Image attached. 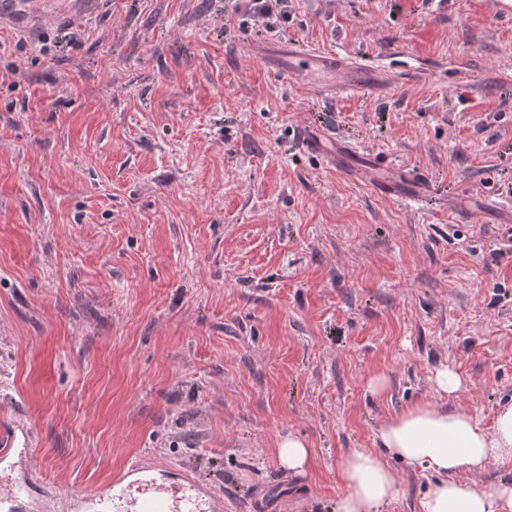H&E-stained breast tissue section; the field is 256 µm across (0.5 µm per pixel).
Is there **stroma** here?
I'll return each instance as SVG.
<instances>
[{
  "instance_id": "35a3bbf8",
  "label": "stroma",
  "mask_w": 512,
  "mask_h": 512,
  "mask_svg": "<svg viewBox=\"0 0 512 512\" xmlns=\"http://www.w3.org/2000/svg\"><path fill=\"white\" fill-rule=\"evenodd\" d=\"M273 43L385 86L313 95ZM321 130L429 198L375 193L306 147ZM511 226L500 0H293L270 29L236 0H81L0 27V437L29 448L0 486L65 512L145 463L224 512H336L339 461L405 407L488 427L512 402ZM387 461L382 512H420L434 476ZM281 464L291 471H303L310 462L308 444L293 435L282 438L278 446Z\"/></svg>"
}]
</instances>
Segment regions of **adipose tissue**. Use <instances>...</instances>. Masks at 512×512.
I'll return each instance as SVG.
<instances>
[{"label":"adipose tissue","mask_w":512,"mask_h":512,"mask_svg":"<svg viewBox=\"0 0 512 512\" xmlns=\"http://www.w3.org/2000/svg\"><path fill=\"white\" fill-rule=\"evenodd\" d=\"M381 439L400 459L436 474L422 512H512V481L474 488L454 478L492 459L512 464V402L498 407L488 428L469 413L416 404L385 422ZM338 471L344 491L336 512H381L395 496L396 476L379 453L353 451Z\"/></svg>","instance_id":"ef3b65f1"}]
</instances>
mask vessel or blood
Here are the masks:
<instances>
[{
    "instance_id": "obj_1",
    "label": "vessel or blood",
    "mask_w": 512,
    "mask_h": 512,
    "mask_svg": "<svg viewBox=\"0 0 512 512\" xmlns=\"http://www.w3.org/2000/svg\"><path fill=\"white\" fill-rule=\"evenodd\" d=\"M262 57L274 63L284 77H309V86L319 95L336 92L368 93L377 89L382 78L364 66H337L335 58L304 45H270ZM308 148L325 154L331 163L347 168L359 180L368 183L380 195L419 200L424 195V181H403V171L389 169L378 178L368 164L355 163V149L332 141L325 134L311 137ZM111 496L117 512H222V499L210 496L207 488L185 475L175 477L160 473L154 466L134 464L115 478L106 491L75 492L69 497L74 512H99L104 496ZM29 498L27 485L0 489V512H12L14 506Z\"/></svg>"
}]
</instances>
